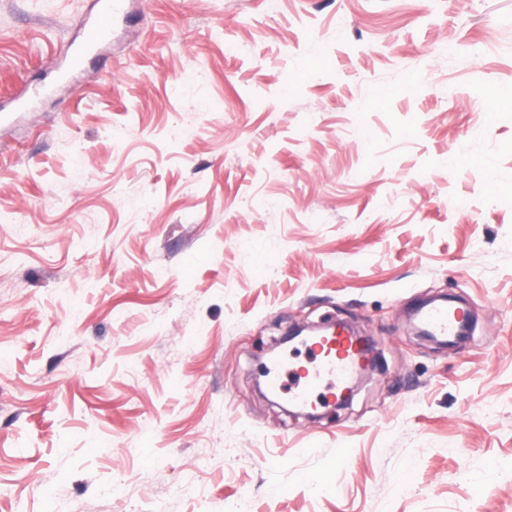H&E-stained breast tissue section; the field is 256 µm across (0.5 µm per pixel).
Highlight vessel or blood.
<instances>
[{"label": "vessel or blood", "mask_w": 512, "mask_h": 512, "mask_svg": "<svg viewBox=\"0 0 512 512\" xmlns=\"http://www.w3.org/2000/svg\"><path fill=\"white\" fill-rule=\"evenodd\" d=\"M124 0H103L93 19L81 32L85 46L94 47L109 37L123 11ZM418 320L428 336L454 345L467 339L470 333L466 309L452 304H433L421 308ZM311 350L318 362L313 370L299 373L293 387L288 390L293 403L305 405L317 393L321 381L344 384L360 367V354L356 340L350 333L337 331L322 336L312 344Z\"/></svg>", "instance_id": "vessel-or-blood-1"}]
</instances>
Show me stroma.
Segmentation results:
<instances>
[{
    "label": "stroma",
    "mask_w": 512,
    "mask_h": 512,
    "mask_svg": "<svg viewBox=\"0 0 512 512\" xmlns=\"http://www.w3.org/2000/svg\"><path fill=\"white\" fill-rule=\"evenodd\" d=\"M93 2L0 0V512H512V0H126L74 66ZM323 319L380 366L295 419ZM421 330L449 345L466 340L470 333L469 315L466 309L452 304H433L418 312Z\"/></svg>",
    "instance_id": "stroma-1"
}]
</instances>
